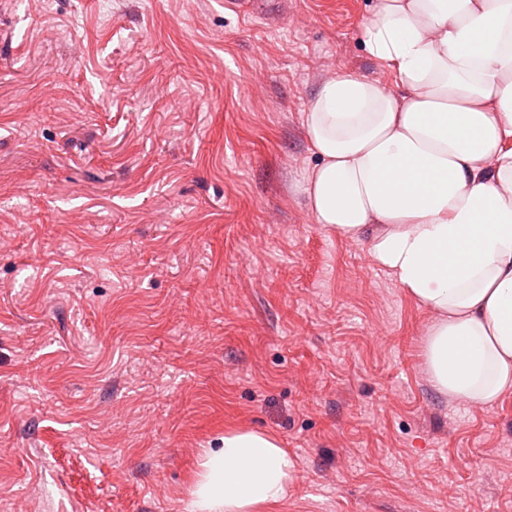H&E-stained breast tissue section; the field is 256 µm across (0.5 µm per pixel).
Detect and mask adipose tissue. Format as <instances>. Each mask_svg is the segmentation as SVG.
<instances>
[{
	"mask_svg": "<svg viewBox=\"0 0 512 512\" xmlns=\"http://www.w3.org/2000/svg\"><path fill=\"white\" fill-rule=\"evenodd\" d=\"M364 37L393 82L321 83L308 206L432 313L438 391L494 406L512 394V0H378ZM294 479L274 436L228 429L199 456L185 512H269Z\"/></svg>",
	"mask_w": 512,
	"mask_h": 512,
	"instance_id": "1",
	"label": "adipose tissue"
}]
</instances>
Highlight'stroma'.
<instances>
[{
	"label": "stroma",
	"instance_id": "35a3bbf8",
	"mask_svg": "<svg viewBox=\"0 0 512 512\" xmlns=\"http://www.w3.org/2000/svg\"><path fill=\"white\" fill-rule=\"evenodd\" d=\"M376 4L0 0V512H184L228 428L293 458L273 512H512V395L440 394L304 193Z\"/></svg>",
	"mask_w": 512,
	"mask_h": 512
}]
</instances>
